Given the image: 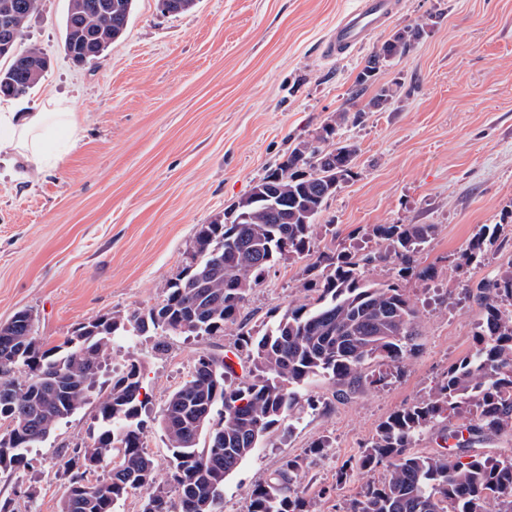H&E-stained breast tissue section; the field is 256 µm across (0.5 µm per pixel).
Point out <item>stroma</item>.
Returning a JSON list of instances; mask_svg holds the SVG:
<instances>
[{
	"label": "stroma",
	"mask_w": 512,
	"mask_h": 512,
	"mask_svg": "<svg viewBox=\"0 0 512 512\" xmlns=\"http://www.w3.org/2000/svg\"><path fill=\"white\" fill-rule=\"evenodd\" d=\"M399 2L368 45L340 57L327 55L324 41L357 0H195L181 14L135 0L125 34L81 66L63 50L69 0H41L27 24L23 47L50 67L24 109L65 101L78 132L51 142L43 171L0 164V323L30 310L35 336L49 346L78 323L161 303L197 225L232 222L238 202L298 139L347 108L372 47L406 25H426L381 76L397 81L393 99L380 108L359 99V115L341 125L340 138L358 148L357 175L324 205L315 241L320 251L379 250L372 225H434L415 271L398 275L392 262L364 270L397 283L419 310L417 347L387 385L348 400L318 379L309 389L318 406L293 412L289 432L275 433L226 480L219 512H248L252 487L320 439L330 448L309 459L303 486L313 512H341L361 479L337 484L338 467L472 352L482 318L476 288L512 264V0ZM486 224L491 244L480 261L462 264ZM307 265L280 262L249 292L253 325L305 302ZM428 266L437 276L421 280ZM233 341L229 330L172 336L158 353L154 338H113L114 371L133 359L143 366L145 445L158 473L170 456L157 423L166 400L199 354ZM97 403L90 398L29 449L28 467L0 470V499H15L18 512H59V465L95 430Z\"/></svg>",
	"instance_id": "35a3bbf8"
}]
</instances>
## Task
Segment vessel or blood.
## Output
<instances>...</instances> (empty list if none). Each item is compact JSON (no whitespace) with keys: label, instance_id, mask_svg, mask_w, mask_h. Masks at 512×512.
<instances>
[{"label":"vessel or blood","instance_id":"obj_1","mask_svg":"<svg viewBox=\"0 0 512 512\" xmlns=\"http://www.w3.org/2000/svg\"><path fill=\"white\" fill-rule=\"evenodd\" d=\"M395 11V0H359L356 8L342 14L329 31V54L340 56L362 47L392 21Z\"/></svg>","mask_w":512,"mask_h":512}]
</instances>
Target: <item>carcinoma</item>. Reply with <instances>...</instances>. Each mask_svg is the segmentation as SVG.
<instances>
[{
  "label": "carcinoma",
  "mask_w": 512,
  "mask_h": 512,
  "mask_svg": "<svg viewBox=\"0 0 512 512\" xmlns=\"http://www.w3.org/2000/svg\"><path fill=\"white\" fill-rule=\"evenodd\" d=\"M41 0H0L11 7L8 48L0 51V97L21 98L48 68L37 49H17L28 19ZM135 0H69L63 48L75 64L100 57L128 26ZM425 33L415 23L395 31L365 60L349 99L375 88L369 106L394 97L378 76L406 56ZM348 113L300 140L286 161L269 170L226 224H199L182 269L167 284L162 303L112 313L78 324L62 343L47 347L34 336L32 313L17 311L8 330L14 344L0 341V469L29 462L27 449L46 440L57 424L81 408L104 374L114 336H222L236 327L232 352H205L183 384L168 398L158 424L170 448L166 476L155 472L144 445L148 396L139 361L113 373L97 406L91 442L63 463L66 495L59 512H70L79 495L86 512H117L138 492L140 512H217L230 474L296 407L316 406L303 390L317 377L332 380L346 400L382 386L398 372L404 354L416 347L420 314L395 284L366 279L368 265L394 261L399 273L413 270L415 257L434 234L432 224H375L374 237L388 248L357 257L346 251H316V219L325 202L356 172L355 145L336 139ZM487 228L468 242L463 260L481 257ZM293 256H312L306 290L313 301L290 307L256 328L244 315L246 297L266 271ZM483 322L470 355L448 369L426 396L381 422L360 455L341 465L342 483L363 482L343 512H512V454L469 453L492 437L512 435V266L478 288ZM238 359L237 374L229 355ZM380 366L368 371L371 364ZM25 373L18 384L14 374ZM219 418H214L215 409ZM465 413V428L443 426ZM439 429L454 445L431 453L415 450L428 431ZM307 458L285 457L271 477L256 484L248 512H312L301 489ZM383 476L374 478L379 467Z\"/></svg>",
  "instance_id": "cac0c4a2"
}]
</instances>
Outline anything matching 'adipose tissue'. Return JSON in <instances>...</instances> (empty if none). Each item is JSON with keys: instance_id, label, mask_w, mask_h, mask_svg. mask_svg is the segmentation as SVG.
Listing matches in <instances>:
<instances>
[{"instance_id": "adipose-tissue-1", "label": "adipose tissue", "mask_w": 512, "mask_h": 512, "mask_svg": "<svg viewBox=\"0 0 512 512\" xmlns=\"http://www.w3.org/2000/svg\"><path fill=\"white\" fill-rule=\"evenodd\" d=\"M75 129V114L64 102L51 100L23 115L17 102L6 100L0 103V163L43 167L46 142L59 131Z\"/></svg>"}]
</instances>
